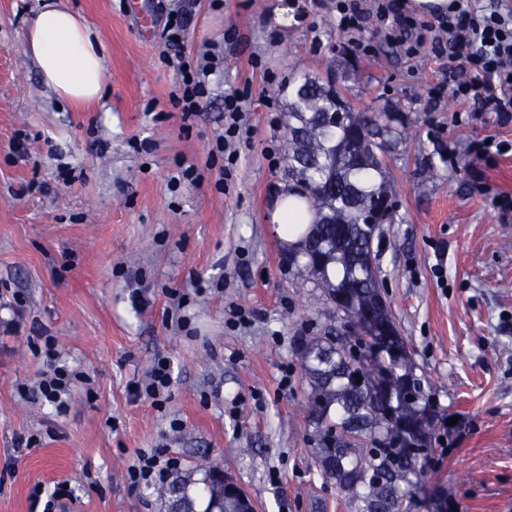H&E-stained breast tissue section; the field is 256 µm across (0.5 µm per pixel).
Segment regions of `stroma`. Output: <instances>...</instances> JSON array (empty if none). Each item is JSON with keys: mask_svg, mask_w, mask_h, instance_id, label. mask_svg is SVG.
<instances>
[{"mask_svg": "<svg viewBox=\"0 0 512 512\" xmlns=\"http://www.w3.org/2000/svg\"><path fill=\"white\" fill-rule=\"evenodd\" d=\"M276 1L56 0L104 49V92L79 106L59 101L26 53L45 0H0V512H42L35 489L58 485L69 491L58 512H166L126 476L157 447L184 472L220 463L255 512H355L310 453L300 359L305 339L345 333L348 318L270 219L288 181L281 89L308 71L339 79L359 111L401 117L379 153L394 206L373 256L437 409L411 512H433L436 487L456 512H512V223L494 204L512 194V152H468L487 136L511 142L512 120L449 103L459 64L434 44L409 56L374 25L341 31L336 0H280V29ZM172 10L191 16L185 52L224 51L189 122L181 77L162 60ZM231 92L247 101L232 166L213 151ZM20 130L21 156L10 149ZM191 165L193 183L181 177ZM49 337L93 380L62 415L17 393ZM160 359L173 377L162 411L133 393Z\"/></svg>", "mask_w": 512, "mask_h": 512, "instance_id": "stroma-1", "label": "stroma"}]
</instances>
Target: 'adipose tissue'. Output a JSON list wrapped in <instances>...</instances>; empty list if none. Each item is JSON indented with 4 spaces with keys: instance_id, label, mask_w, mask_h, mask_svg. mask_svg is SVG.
<instances>
[{
    "instance_id": "adipose-tissue-1",
    "label": "adipose tissue",
    "mask_w": 512,
    "mask_h": 512,
    "mask_svg": "<svg viewBox=\"0 0 512 512\" xmlns=\"http://www.w3.org/2000/svg\"><path fill=\"white\" fill-rule=\"evenodd\" d=\"M25 42L43 81L59 97L89 103L101 96L106 80L105 59L81 16L48 0L31 18ZM314 219L298 187L282 186L272 203L271 221L291 250H302Z\"/></svg>"
}]
</instances>
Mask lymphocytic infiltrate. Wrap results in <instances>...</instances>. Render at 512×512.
Instances as JSON below:
<instances>
[{"mask_svg": "<svg viewBox=\"0 0 512 512\" xmlns=\"http://www.w3.org/2000/svg\"><path fill=\"white\" fill-rule=\"evenodd\" d=\"M375 17L387 39L415 54L426 40L444 42L454 60L465 70L464 78L450 89L453 100L470 101L479 111L512 115V0H451L447 12L436 23L420 21L407 14L402 0H336V22L340 30L362 31L368 17ZM220 50L209 49L198 60L178 55L177 68L182 87L176 102L184 116L200 112L209 96L206 75L220 65ZM46 367L32 382L19 384L22 399L50 404L65 410L72 388L90 384L89 375L61 365L53 341H46ZM179 461L169 449L139 451L127 469V480L135 487L154 488L164 484L178 470Z\"/></svg>", "mask_w": 512, "mask_h": 512, "instance_id": "lymphocytic-infiltrate-1", "label": "lymphocytic infiltrate"}]
</instances>
